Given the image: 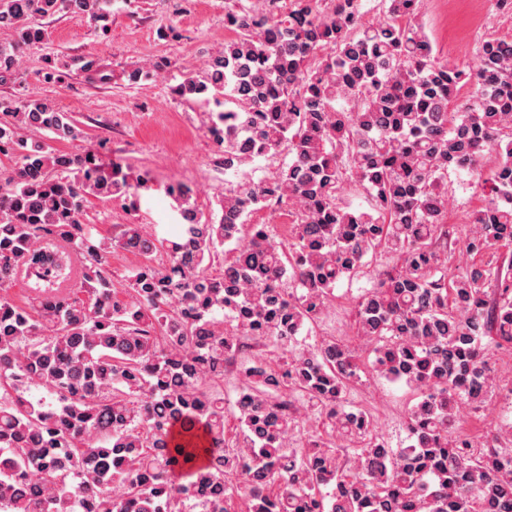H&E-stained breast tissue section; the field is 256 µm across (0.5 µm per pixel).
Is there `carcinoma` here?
Here are the masks:
<instances>
[{
  "mask_svg": "<svg viewBox=\"0 0 512 512\" xmlns=\"http://www.w3.org/2000/svg\"><path fill=\"white\" fill-rule=\"evenodd\" d=\"M108 2L0 0V25L16 33L0 44V84L24 79L20 48L49 39L35 18L98 22ZM415 4L380 0L386 20L373 25L361 0H227L234 37L171 92L223 98L207 119L224 169L290 160L270 183L225 182L217 223L170 186L173 239L83 223L89 195L136 186L52 145L82 135L69 113L0 102L13 118L0 154L15 155L0 178V512H236L241 493L244 512H512V423L480 441L459 428L460 408L501 389L482 364L512 343V276L484 261L512 245V42L488 38L472 70L451 67ZM69 67L49 59L42 79ZM463 80L472 94L458 105ZM461 172L483 198L460 236L446 214L448 175ZM348 189L369 209L344 205ZM275 197L295 205L286 242L249 223ZM457 245L473 261L450 275ZM116 250L141 258L125 299ZM383 255L352 311L362 347L296 349L337 284ZM20 281L32 295L17 302ZM245 341L263 353L241 365L228 408L225 364ZM372 372L413 392L404 448L346 399ZM310 413L336 437L294 436Z\"/></svg>",
  "mask_w": 512,
  "mask_h": 512,
  "instance_id": "1",
  "label": "carcinoma"
}]
</instances>
